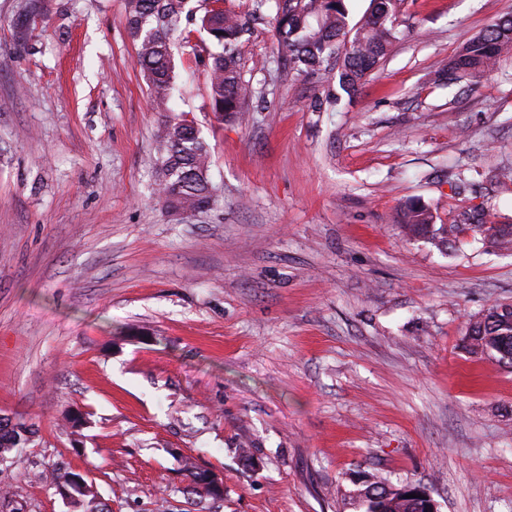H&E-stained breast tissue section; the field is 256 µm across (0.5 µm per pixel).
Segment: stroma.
I'll use <instances>...</instances> for the list:
<instances>
[{"instance_id":"35a3bbf8","label":"stroma","mask_w":512,"mask_h":512,"mask_svg":"<svg viewBox=\"0 0 512 512\" xmlns=\"http://www.w3.org/2000/svg\"><path fill=\"white\" fill-rule=\"evenodd\" d=\"M25 5L0 0V414L36 434L0 460V512H73L59 466L111 512H363L371 477L512 512V366L465 344L512 303V255L398 224L417 198L441 224H512V182L491 180L512 170V55L474 91L435 81L512 0H404L352 97L333 69L282 82L264 12L239 46L260 96L243 125L212 112L194 34L171 117L209 144L217 198L188 214L154 193L163 116L125 0H46L21 47ZM73 470L77 473H80L81 476L79 478H76V481L70 483L72 480V477L76 475ZM71 469L68 466H62L55 468L51 474V483L55 486L61 485L56 487L57 494L61 497L63 501L70 504L73 500H79L78 497H76L75 491H80L82 495H91L96 494V491L93 487V485L85 481L84 476L86 474L79 470V469Z\"/></svg>"}]
</instances>
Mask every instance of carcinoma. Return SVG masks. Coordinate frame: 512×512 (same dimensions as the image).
Masks as SVG:
<instances>
[{"label": "carcinoma", "instance_id": "carcinoma-1", "mask_svg": "<svg viewBox=\"0 0 512 512\" xmlns=\"http://www.w3.org/2000/svg\"><path fill=\"white\" fill-rule=\"evenodd\" d=\"M192 0H126V27L137 47V64L144 73L157 111H168L176 78L172 46L190 43L192 23L205 32L216 51L208 54L210 105L227 121L244 120L256 92L243 78L239 45L262 9L273 12V36L286 52L281 77H296L317 70L339 49H344L340 82L356 92L387 55L397 38V15L402 0H371L364 20L349 28L346 0H254L253 12L204 9L197 15ZM512 52V16H503L465 43L437 76L448 84L467 81L476 89L479 79L493 71L502 56ZM159 199L175 211L194 212L215 202L216 189L209 177L210 150L200 131L184 121L164 120L156 135ZM409 236L423 237L437 247H448L468 230L503 252H512V225L487 221V212L463 214L459 224L436 225L430 207L406 204L400 215ZM467 339L471 352L512 365V305L490 307L470 322ZM384 481H365L358 498L364 512H421L419 501L387 495Z\"/></svg>", "mask_w": 512, "mask_h": 512}]
</instances>
